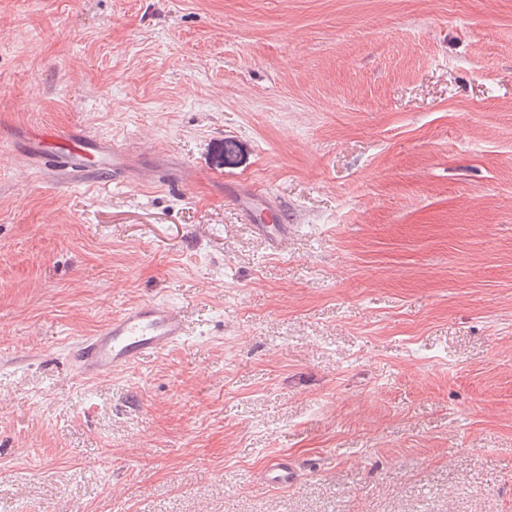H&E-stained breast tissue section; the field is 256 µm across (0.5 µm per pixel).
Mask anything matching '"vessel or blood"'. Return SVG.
<instances>
[{"instance_id":"obj_1","label":"vessel or blood","mask_w":512,"mask_h":512,"mask_svg":"<svg viewBox=\"0 0 512 512\" xmlns=\"http://www.w3.org/2000/svg\"><path fill=\"white\" fill-rule=\"evenodd\" d=\"M68 147L50 159L53 170L78 179L88 171L90 160H98L113 174L138 177L143 170H153L158 178H167L171 172L163 153L135 155L114 143H108L79 130L62 133ZM227 199L246 202L249 218L260 213L274 212L275 207L265 197L243 185L224 188ZM186 336L180 313L165 302L151 300L123 310L98 333L82 338L70 350L77 373L85 378H98L117 369H125L140 362L145 356L160 355L176 346ZM296 474L287 463L277 462L265 472V482L274 487H288L295 483Z\"/></svg>"}]
</instances>
